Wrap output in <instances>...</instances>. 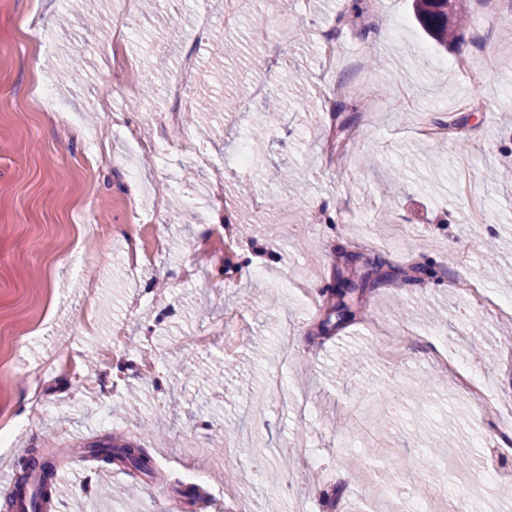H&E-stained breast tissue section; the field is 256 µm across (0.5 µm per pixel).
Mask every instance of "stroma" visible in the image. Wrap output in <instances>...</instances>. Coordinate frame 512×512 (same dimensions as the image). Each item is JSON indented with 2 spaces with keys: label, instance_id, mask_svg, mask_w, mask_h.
I'll return each mask as SVG.
<instances>
[{
  "label": "stroma",
  "instance_id": "obj_1",
  "mask_svg": "<svg viewBox=\"0 0 512 512\" xmlns=\"http://www.w3.org/2000/svg\"><path fill=\"white\" fill-rule=\"evenodd\" d=\"M356 6L363 32L352 35L333 20ZM206 7L173 0L129 16L110 0L89 29L74 0H0V425L12 429L0 467L22 448L53 459L65 481L51 512H215L228 488L246 492L247 512H293L300 500L305 512H397L403 491L421 482L464 496L471 512H512V433L434 361L445 342L449 359L476 370L512 412V313L483 319L459 289L475 278L512 301V278L492 274L481 253L496 242L500 264L512 267V182L492 179L512 168V46L492 25L512 20V0H467L446 51L408 0H291L288 20L306 40L260 49L254 0H238V27L216 22L200 35ZM261 17L275 29L276 6ZM120 22L133 29L134 70L172 77L194 55V97L220 90L237 96V110L216 113L207 136L192 126L182 143L169 142L163 88L134 102L113 91L108 47ZM32 30L40 44L27 39ZM327 34L337 49L331 70L319 62ZM479 53V71L454 69ZM361 56L369 66L358 82L350 64ZM300 79L309 113L290 90ZM350 82L354 125L335 160L324 137L331 90ZM42 86L71 113L72 134L33 107ZM363 92L379 111L361 112ZM271 96L286 119L257 145L256 104ZM125 122L156 152L136 151ZM420 123L455 131L427 142L415 132ZM464 166L475 177L467 192ZM219 173L217 200L209 186ZM390 181L396 191L387 196ZM132 196L145 210L157 196L193 203L157 224L160 244L137 272L122 251L134 231L125 210ZM224 217L236 228L231 250L183 278L190 247ZM359 238L385 252L397 275L366 294L363 319L323 331L328 288ZM72 250L85 256L82 266L67 261ZM232 310L247 344L228 356ZM380 322L416 336L399 362L384 361L370 338ZM428 373L438 378L431 392L418 387ZM275 374L287 381V399L268 388ZM393 382L405 391L396 413L383 397ZM334 399L351 416L336 414ZM297 400L311 417H297ZM300 434L320 464L298 486L289 445ZM105 438L141 445L153 473L84 458L86 443ZM438 438L432 469L419 470V454ZM395 457L402 468L393 482ZM103 482L111 497H100Z\"/></svg>",
  "mask_w": 512,
  "mask_h": 512
}]
</instances>
